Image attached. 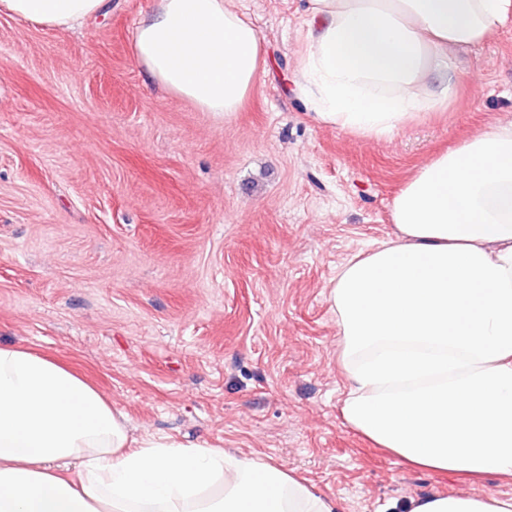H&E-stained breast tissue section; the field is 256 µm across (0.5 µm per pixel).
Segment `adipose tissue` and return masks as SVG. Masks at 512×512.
<instances>
[{
  "mask_svg": "<svg viewBox=\"0 0 512 512\" xmlns=\"http://www.w3.org/2000/svg\"><path fill=\"white\" fill-rule=\"evenodd\" d=\"M105 0H0L71 29ZM301 90L322 125L390 138L446 107L454 53L512 0H307ZM131 54L205 112L242 109L265 61L224 0H157ZM394 238L342 265L330 297L350 381L346 422L420 469L512 479V120L434 154L391 204ZM0 512H339L265 462L170 437L129 438L71 366L0 345ZM411 512H512V497L430 495Z\"/></svg>",
  "mask_w": 512,
  "mask_h": 512,
  "instance_id": "ef3b65f1",
  "label": "adipose tissue"
}]
</instances>
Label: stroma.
Instances as JSON below:
<instances>
[{
    "mask_svg": "<svg viewBox=\"0 0 512 512\" xmlns=\"http://www.w3.org/2000/svg\"><path fill=\"white\" fill-rule=\"evenodd\" d=\"M150 4L110 0L73 30L0 12V344L71 364L131 438L271 463L340 512L512 497L410 469L348 425L330 300L432 153L512 119V23L455 53L447 109L368 141L317 123L296 85L306 0H224L266 59L230 117L134 62Z\"/></svg>",
    "mask_w": 512,
    "mask_h": 512,
    "instance_id": "stroma-1",
    "label": "stroma"
}]
</instances>
